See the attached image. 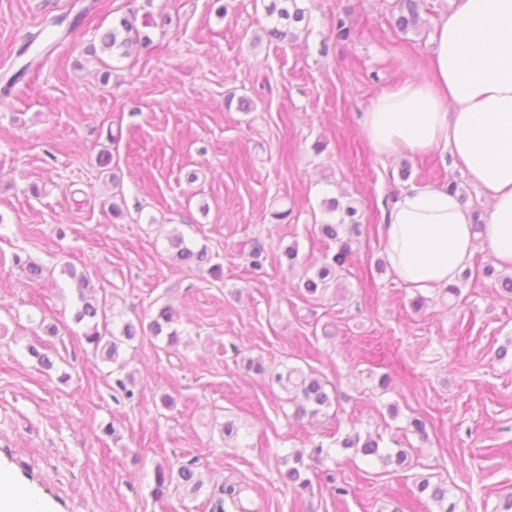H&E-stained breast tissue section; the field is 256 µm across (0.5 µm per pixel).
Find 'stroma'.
Returning a JSON list of instances; mask_svg holds the SVG:
<instances>
[{
	"label": "stroma",
	"mask_w": 512,
	"mask_h": 512,
	"mask_svg": "<svg viewBox=\"0 0 512 512\" xmlns=\"http://www.w3.org/2000/svg\"><path fill=\"white\" fill-rule=\"evenodd\" d=\"M73 2L0 0V81L22 75L0 99V471L46 512H211L225 484L240 494L224 512H436L414 494L424 478L456 512H496L512 494V295L480 247L460 296L436 290L413 309L416 291L384 264V198L405 169L412 185L461 175L442 150L378 156L360 127L384 89L426 74L449 0H422L406 32L397 0H303L309 24L284 41L266 35L263 0H91L65 44L26 67L20 47L56 39L44 22ZM130 15L150 17L148 46L104 64L88 54ZM332 197L357 208L360 233L336 284L311 297L304 280L339 248L320 232L340 221ZM173 234L221 278L175 261ZM27 259L43 280L27 279ZM69 264L107 298L111 327L174 313L178 346H123L126 390L74 322ZM292 368L328 381L331 407L296 417L294 390L273 379ZM356 432L407 449L410 467L339 448ZM317 445L330 455L297 495L281 458ZM190 461L201 488L155 498L157 466Z\"/></svg>",
	"instance_id": "stroma-1"
}]
</instances>
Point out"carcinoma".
Segmentation results:
<instances>
[{
    "instance_id": "carcinoma-1",
    "label": "carcinoma",
    "mask_w": 512,
    "mask_h": 512,
    "mask_svg": "<svg viewBox=\"0 0 512 512\" xmlns=\"http://www.w3.org/2000/svg\"><path fill=\"white\" fill-rule=\"evenodd\" d=\"M420 0H398L397 7L399 16L398 27L403 31L416 30L420 27L421 17L419 12ZM270 25L266 28L269 37L283 41L296 38L295 30L302 22H308L306 10L301 6V0H269L265 6ZM48 25L60 29L61 37L45 46L43 53L47 56L67 38L75 26V23H66V17L59 16L52 18ZM149 42V38L136 25V17H124L120 23L106 31L100 39V50L102 53L120 57H128L135 50ZM332 211L342 210L340 225H349V232H358L359 222L356 219L357 210L348 205L340 208V202L332 199L328 202ZM170 250L174 252V259L191 263L202 264L209 261L207 252L203 249L194 250L185 243L180 236L169 238ZM350 249L348 244L343 243L339 251L333 256L332 261L326 262L316 272L315 276L304 282V290L307 294L314 296L328 288L331 280L336 278L337 271L344 268L348 261ZM67 273L74 280L78 287V305L74 313V321L86 327L83 333L87 344L91 345L93 352H102L104 359L113 364V371L122 373L126 368L125 361L120 359L122 345L136 339L139 336H152L166 338L167 345L175 346L180 341L179 332L172 328L173 315L170 308L162 307L155 317L147 324L126 322L118 332L109 329L107 321L106 302L98 301L85 293L89 287V278L84 272H77L72 266L67 268ZM287 381L292 383L294 389L300 393V403L296 408V416L301 417L308 413L318 414L321 410L332 406L330 393L326 390V384L319 378L307 376L300 370L293 368L288 371ZM345 450L353 449L364 457L374 458L382 465L395 464L399 467L405 465L408 459V452L400 449L394 453L385 452L380 449L378 441L368 436L361 437L358 433H352L339 441ZM289 464L284 474V479L292 488L303 494L312 489L311 480L307 477L308 467L305 466L303 453L300 451L291 453L283 459ZM174 482L176 485L189 489L193 492L202 486L198 478L194 462L181 465L178 469H167L158 466L156 469V488L154 494L161 498L166 490V483ZM417 490L421 494H428L429 498L437 505L438 512H456L454 503L448 502V489L441 484H433L427 479L418 482Z\"/></svg>"
}]
</instances>
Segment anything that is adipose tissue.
Returning <instances> with one entry per match:
<instances>
[{"label": "adipose tissue", "instance_id": "obj_1", "mask_svg": "<svg viewBox=\"0 0 512 512\" xmlns=\"http://www.w3.org/2000/svg\"><path fill=\"white\" fill-rule=\"evenodd\" d=\"M428 74L384 90L363 112L376 154L449 150L453 165L490 203L486 224L448 186L401 191L385 214L392 274L422 294L448 287L477 246L512 270V0H450Z\"/></svg>", "mask_w": 512, "mask_h": 512}]
</instances>
